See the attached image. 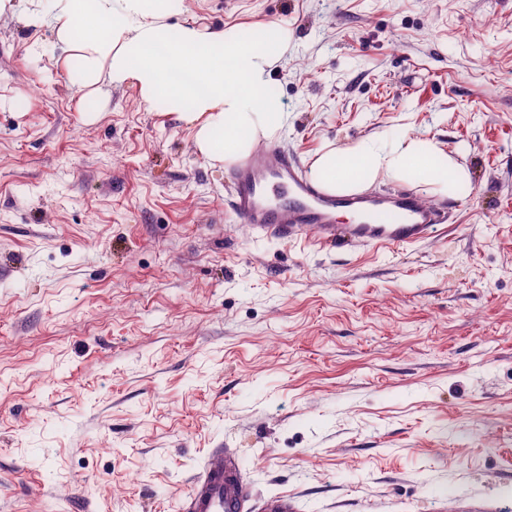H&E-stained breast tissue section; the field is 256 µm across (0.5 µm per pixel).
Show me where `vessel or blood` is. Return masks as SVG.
I'll return each instance as SVG.
<instances>
[{"label": "vessel or blood", "mask_w": 512, "mask_h": 512, "mask_svg": "<svg viewBox=\"0 0 512 512\" xmlns=\"http://www.w3.org/2000/svg\"><path fill=\"white\" fill-rule=\"evenodd\" d=\"M230 203L241 224L283 241L309 237L328 247L353 242L377 251L418 245L445 224L446 216L408 191L352 194L330 191L306 177L296 158L271 145L240 158L232 167ZM356 214L340 224V210ZM195 478L183 512H294L281 495L252 505L243 463L232 448H217Z\"/></svg>", "instance_id": "vessel-or-blood-1"}]
</instances>
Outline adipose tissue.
Returning <instances> with one entry per match:
<instances>
[{
	"label": "adipose tissue",
	"mask_w": 512,
	"mask_h": 512,
	"mask_svg": "<svg viewBox=\"0 0 512 512\" xmlns=\"http://www.w3.org/2000/svg\"><path fill=\"white\" fill-rule=\"evenodd\" d=\"M0 0V20L22 18L50 26L66 52V69L77 90L101 82L137 88L141 101L160 106L193 129V147L220 166L270 139L288 115L271 91L272 69L288 51L286 26L211 32L170 24L172 0ZM448 192L467 173L427 139L389 143L369 139L332 148L309 175L329 189L350 194L378 175Z\"/></svg>",
	"instance_id": "adipose-tissue-1"
}]
</instances>
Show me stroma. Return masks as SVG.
Returning <instances> with one entry per match:
<instances>
[{"label":"stroma","mask_w":512,"mask_h":512,"mask_svg":"<svg viewBox=\"0 0 512 512\" xmlns=\"http://www.w3.org/2000/svg\"><path fill=\"white\" fill-rule=\"evenodd\" d=\"M288 26L273 142L433 140L445 230L394 255L253 233L227 168L0 20V512H180L215 448L295 512H512V0H181Z\"/></svg>","instance_id":"35a3bbf8"}]
</instances>
